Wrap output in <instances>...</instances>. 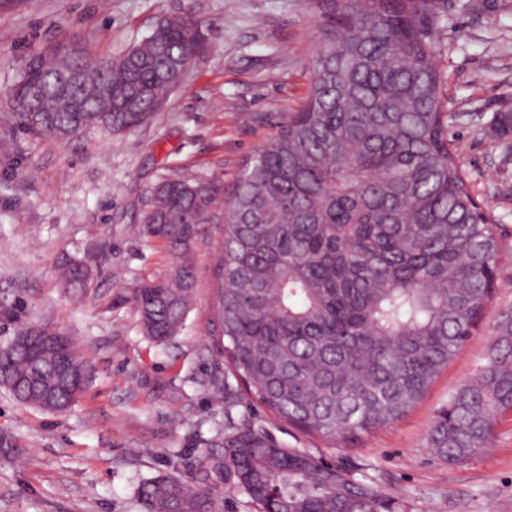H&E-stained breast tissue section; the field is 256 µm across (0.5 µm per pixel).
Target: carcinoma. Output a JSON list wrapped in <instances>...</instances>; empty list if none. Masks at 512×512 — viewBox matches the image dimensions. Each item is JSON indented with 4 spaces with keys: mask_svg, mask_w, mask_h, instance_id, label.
Returning <instances> with one entry per match:
<instances>
[{
    "mask_svg": "<svg viewBox=\"0 0 512 512\" xmlns=\"http://www.w3.org/2000/svg\"><path fill=\"white\" fill-rule=\"evenodd\" d=\"M319 46L300 109L250 159L227 201L216 258V339L231 374L266 412L342 444L404 417L471 338L493 297L505 250L498 219L477 204L449 147L437 67L443 0H317ZM203 51L186 26H155L111 59L73 52L94 98L58 106L60 71L30 57L7 92L23 127L57 140L98 128L120 133L150 121ZM144 65L135 68L128 55ZM215 203L201 180L166 178L151 193L141 232L163 240L170 271L127 289L142 333L178 335L196 285L191 246ZM61 283L91 286L67 262ZM94 375L69 339L0 346V386L20 403L66 411ZM512 413V308L486 363L441 408L428 444L449 463L489 446ZM195 466L241 490L258 512H399V502L264 427L227 415L224 454ZM146 512H212L213 489L160 475L144 481Z\"/></svg>",
    "mask_w": 512,
    "mask_h": 512,
    "instance_id": "carcinoma-1",
    "label": "carcinoma"
}]
</instances>
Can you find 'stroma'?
<instances>
[{"label":"stroma","instance_id":"1","mask_svg":"<svg viewBox=\"0 0 512 512\" xmlns=\"http://www.w3.org/2000/svg\"><path fill=\"white\" fill-rule=\"evenodd\" d=\"M317 12L316 0H0V345L23 328L50 329L96 370L59 414L0 387V512H144L146 479L172 473L200 485L190 462L222 454L228 398L235 418L396 497L404 512H512V414L467 462L446 463L427 443L449 394L484 362L499 312L512 308V254L472 338L419 404L357 445L303 434L225 383L211 335L224 202L245 161L308 94ZM445 14L437 63L448 138L512 250V0H445ZM165 15L200 23L206 50L151 122L60 142L8 114L7 91L33 53L78 48L105 60ZM176 172L219 195L193 244L190 311L160 346L118 297L171 266L166 244L142 235L140 217L152 189ZM68 260L94 268L87 293L62 288L58 268Z\"/></svg>","mask_w":512,"mask_h":512}]
</instances>
